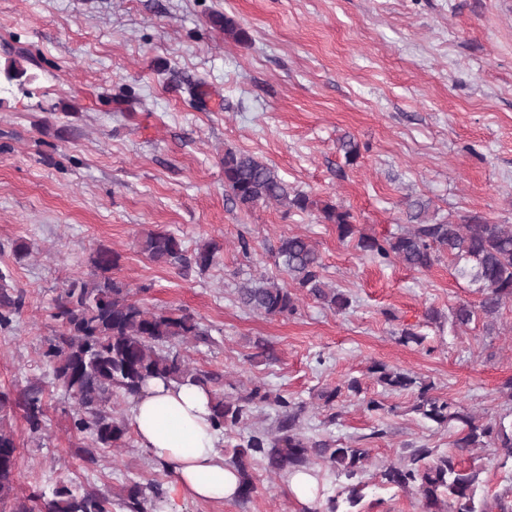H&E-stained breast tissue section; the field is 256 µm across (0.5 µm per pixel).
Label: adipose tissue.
<instances>
[{
  "instance_id": "1",
  "label": "adipose tissue",
  "mask_w": 512,
  "mask_h": 512,
  "mask_svg": "<svg viewBox=\"0 0 512 512\" xmlns=\"http://www.w3.org/2000/svg\"><path fill=\"white\" fill-rule=\"evenodd\" d=\"M210 404L209 388L160 378L149 380L134 399L131 421L140 447L174 473L165 512H180L183 501L237 497L239 478L217 447Z\"/></svg>"
}]
</instances>
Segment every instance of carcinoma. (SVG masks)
<instances>
[{
  "label": "carcinoma",
  "instance_id": "obj_1",
  "mask_svg": "<svg viewBox=\"0 0 512 512\" xmlns=\"http://www.w3.org/2000/svg\"><path fill=\"white\" fill-rule=\"evenodd\" d=\"M212 23L238 43L249 41L248 32L226 15H214ZM3 76L8 83L33 79L15 60L3 70ZM224 187L231 204L240 209L260 203H275L287 212L315 208L322 223L336 225L340 240L357 239L362 252L383 262L394 259L410 270L424 272L443 256L450 257L456 278L477 288L481 295L476 304L460 303L451 308L449 315L455 327H466L483 318L486 333L491 335L502 306L512 301V224H492L477 213L456 221L434 220L429 218L431 200L416 198L406 201L407 226L379 240L359 233L347 209L331 202L318 203L289 187L269 163L232 150L224 152ZM139 247L156 264L178 270L195 267L201 272L217 265L222 251L218 243L206 241L190 252L180 238L160 229L142 232ZM118 261V254L107 248L90 255L94 277L74 280L62 290L52 314L60 330L47 339L43 352L54 382L75 403L74 429L89 434L99 448L119 447L130 433L126 419L110 411L115 394L135 397L151 378L206 387L215 381L211 373L191 371L184 357L173 349L175 342L201 338L208 331L184 309L154 310L132 299L126 285L110 275ZM275 264L288 274L291 283L248 279L235 291L241 307L269 318L284 316L296 310L299 291L332 309L350 306L349 297L326 280L321 255L309 238L281 236ZM8 288L7 277L0 272V329L4 330L24 306L23 296L10 295ZM379 381L402 390L416 384L415 378L384 367L380 368ZM268 399L269 394L259 386L235 401L214 389V423L220 428L236 427L248 419L251 405ZM274 404L282 413L278 434L253 430L235 446L230 464L240 477V498L248 499L256 491L251 468L257 457L266 460L267 469L274 473L304 470L313 455L338 478L349 481L362 472L368 458L366 449L333 448L326 441L311 444L300 432L301 405L281 395L275 397ZM18 406L24 410L30 430L40 431L44 412L39 390L24 393ZM415 410L437 424L460 423L462 428L453 447L464 450L491 445L500 456L512 460V435L446 399L430 395L425 384L419 387ZM17 465L15 434L0 424V512H112L109 497L67 486L57 488L51 500L35 494L22 500L15 493ZM379 477L384 485L416 486L427 512H443L445 502L448 512H492L490 507L476 506L478 473L460 468L453 456L434 455L431 448L412 449L407 461L383 467ZM126 507L129 512H154L157 504L134 483L128 487Z\"/></svg>",
  "mask_w": 512,
  "mask_h": 512
}]
</instances>
